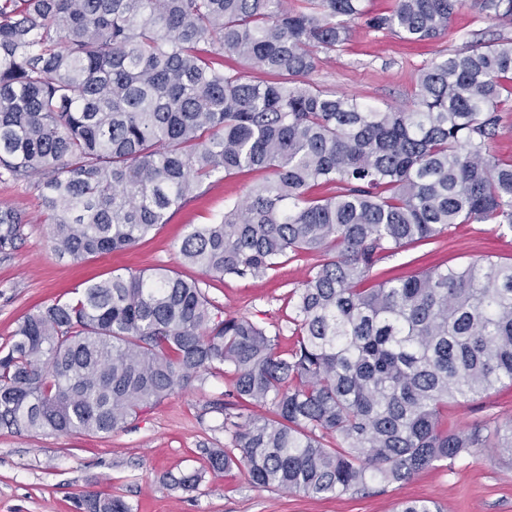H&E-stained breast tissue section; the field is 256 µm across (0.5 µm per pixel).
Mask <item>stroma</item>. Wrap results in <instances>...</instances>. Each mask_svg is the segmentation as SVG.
Masks as SVG:
<instances>
[{
	"mask_svg": "<svg viewBox=\"0 0 512 512\" xmlns=\"http://www.w3.org/2000/svg\"><path fill=\"white\" fill-rule=\"evenodd\" d=\"M342 50L318 51L312 79L339 95H353L383 107L408 108L419 69L435 58L476 43L511 40L512 23L485 19L465 6L432 42L408 43L375 31L363 21L349 23ZM263 172L214 177L202 195L171 211L167 224L135 248L89 257L74 264L47 247L51 230L43 221L36 191L23 183L0 182V207L21 213L26 223L14 254L0 258V344L18 321L56 301L75 297L84 285L128 271H163L198 281L214 317L233 314L279 333L281 351L294 346L295 310L288 301L316 255L283 259L268 277L210 278L183 262L179 246L195 226L218 219L241 200ZM512 262V235L499 236L491 224H460L435 243L409 247L380 260L371 272L378 283L438 263L462 265L485 256ZM231 388L224 372L194 382L182 393L143 408L124 430L92 436L0 430V512H84L87 494L123 497L133 512H394L401 502L428 498L443 512H512V459L490 448H472L455 461H439L409 481L371 483L367 490L319 497L253 485L241 467L206 473L195 491L166 486L167 475L202 467L205 449L229 445L218 408ZM443 416L452 430L512 419V385L485 397L449 404Z\"/></svg>",
	"mask_w": 512,
	"mask_h": 512,
	"instance_id": "stroma-1",
	"label": "stroma"
}]
</instances>
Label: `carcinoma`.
<instances>
[{"mask_svg":"<svg viewBox=\"0 0 512 512\" xmlns=\"http://www.w3.org/2000/svg\"><path fill=\"white\" fill-rule=\"evenodd\" d=\"M364 2L0 0V182L37 191L56 255L130 249L211 178L264 170L186 234L181 257L206 276L263 278L290 254L321 256L294 292L288 353L246 317L215 319L198 282L161 273L117 274L26 315L0 346V428L110 434L225 367L231 447L208 449L207 467L241 465L259 487L342 496L471 448L512 458V420L442 428L448 403L512 384V263L365 287L381 259L455 224L512 234V160L490 151L512 42L440 56L411 107L373 106L315 85V50L342 49L356 19L434 40L465 0H393L376 16ZM471 5L512 19V0ZM24 223L0 208L1 255ZM82 506L132 512L112 495Z\"/></svg>","mask_w":512,"mask_h":512,"instance_id":"cac0c4a2","label":"carcinoma"}]
</instances>
